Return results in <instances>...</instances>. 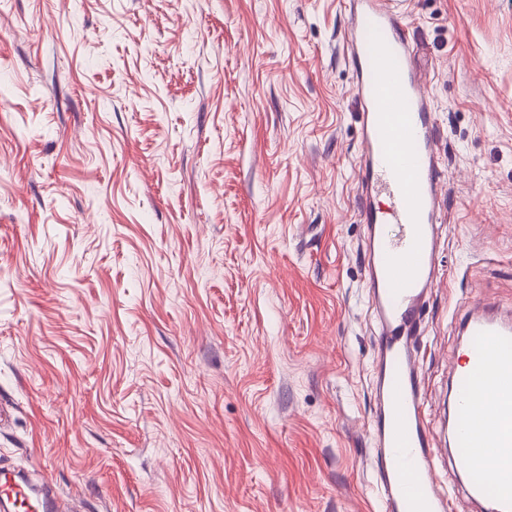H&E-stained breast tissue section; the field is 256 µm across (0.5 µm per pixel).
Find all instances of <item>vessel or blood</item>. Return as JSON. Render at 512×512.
<instances>
[{
	"instance_id": "b4317fda",
	"label": "vessel or blood",
	"mask_w": 512,
	"mask_h": 512,
	"mask_svg": "<svg viewBox=\"0 0 512 512\" xmlns=\"http://www.w3.org/2000/svg\"><path fill=\"white\" fill-rule=\"evenodd\" d=\"M346 47L356 62L361 108L363 191L386 206L364 208L368 278L379 312L378 377L383 402L374 421L383 446L379 496L385 512H450L435 486V460L421 410L409 332L433 286L440 222V172L430 97L416 77L398 0H354ZM403 227L392 237L388 227ZM467 369H453L455 465L470 499L486 512H512V322L482 313L463 327ZM0 499L26 512H59L55 498L0 476Z\"/></svg>"
}]
</instances>
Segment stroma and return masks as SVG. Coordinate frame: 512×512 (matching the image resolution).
<instances>
[{
  "label": "stroma",
  "mask_w": 512,
  "mask_h": 512,
  "mask_svg": "<svg viewBox=\"0 0 512 512\" xmlns=\"http://www.w3.org/2000/svg\"><path fill=\"white\" fill-rule=\"evenodd\" d=\"M351 0H0V467L77 512H384ZM444 182L412 331L512 318V0H404Z\"/></svg>",
  "instance_id": "35a3bbf8"
}]
</instances>
